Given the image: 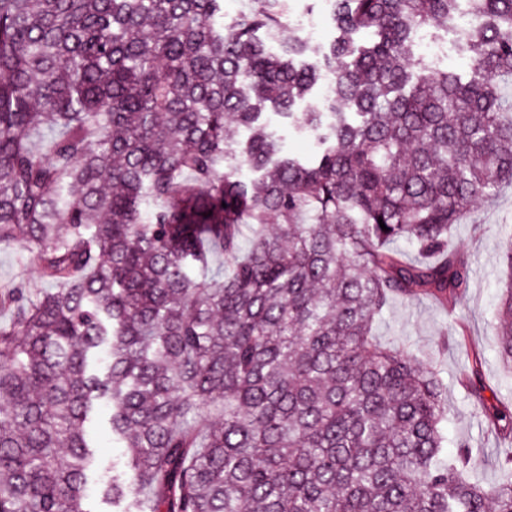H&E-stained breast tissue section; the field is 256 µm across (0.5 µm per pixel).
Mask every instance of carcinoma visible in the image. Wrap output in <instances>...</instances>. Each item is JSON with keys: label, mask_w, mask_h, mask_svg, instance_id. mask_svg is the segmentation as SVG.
Masks as SVG:
<instances>
[{"label": "carcinoma", "mask_w": 512, "mask_h": 512, "mask_svg": "<svg viewBox=\"0 0 512 512\" xmlns=\"http://www.w3.org/2000/svg\"><path fill=\"white\" fill-rule=\"evenodd\" d=\"M470 2L465 80L413 50L459 0H329L318 68L294 33L276 54L257 36L287 0L232 26L224 0H0V246L23 240L51 284L0 291V512H89L103 408L122 512H512V453L475 480L440 373L374 333L396 296L464 299L453 228L512 185V0ZM268 102L316 135L311 160ZM271 127L284 141L288 152L309 157L314 151L313 138L308 134L299 133L288 120L276 115L271 116Z\"/></svg>", "instance_id": "1"}]
</instances>
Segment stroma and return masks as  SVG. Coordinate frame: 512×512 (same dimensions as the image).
Returning <instances> with one entry per match:
<instances>
[{
    "instance_id": "1",
    "label": "stroma",
    "mask_w": 512,
    "mask_h": 512,
    "mask_svg": "<svg viewBox=\"0 0 512 512\" xmlns=\"http://www.w3.org/2000/svg\"><path fill=\"white\" fill-rule=\"evenodd\" d=\"M512 224V188H504L470 217L456 225L450 239L470 266L468 293L455 308L441 307L429 300L392 299L377 326L380 342L404 346L417 353L422 366L436 367L448 384V437L477 448L473 475L485 484L499 483L498 467L502 447L486 423L463 378L471 364H478L488 389L487 403L512 408V374L504 371L496 352L495 309L501 291L500 255L503 238L500 227ZM40 262L23 242L0 247V284L24 283L37 289L43 282ZM465 325L470 349L457 344L456 329Z\"/></svg>"
}]
</instances>
